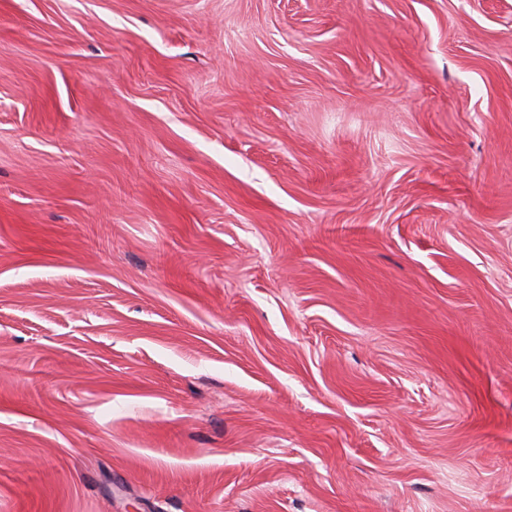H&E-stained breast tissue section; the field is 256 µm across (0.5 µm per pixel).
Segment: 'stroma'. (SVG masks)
Masks as SVG:
<instances>
[{
  "instance_id": "1",
  "label": "stroma",
  "mask_w": 512,
  "mask_h": 512,
  "mask_svg": "<svg viewBox=\"0 0 512 512\" xmlns=\"http://www.w3.org/2000/svg\"><path fill=\"white\" fill-rule=\"evenodd\" d=\"M0 512H512V0H0Z\"/></svg>"
}]
</instances>
